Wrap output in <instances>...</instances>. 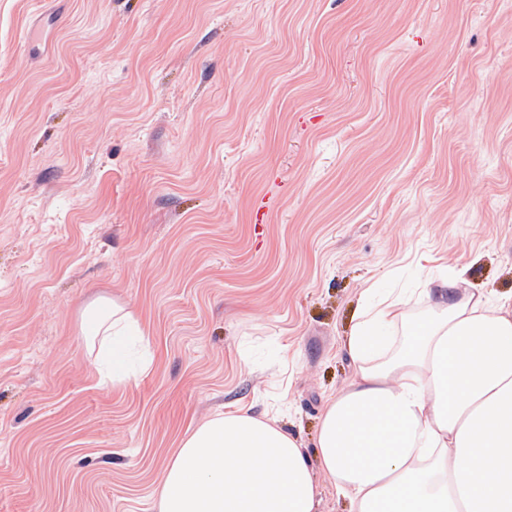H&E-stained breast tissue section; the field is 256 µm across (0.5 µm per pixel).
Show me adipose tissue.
Returning a JSON list of instances; mask_svg holds the SVG:
<instances>
[{
  "mask_svg": "<svg viewBox=\"0 0 512 512\" xmlns=\"http://www.w3.org/2000/svg\"><path fill=\"white\" fill-rule=\"evenodd\" d=\"M427 313L362 293L344 351L353 368L326 403L310 462L297 437L246 413L187 434L159 512H315L322 470L349 512H512V295L443 278ZM109 339L102 376H129L132 314L98 298L83 315Z\"/></svg>",
  "mask_w": 512,
  "mask_h": 512,
  "instance_id": "adipose-tissue-1",
  "label": "adipose tissue"
}]
</instances>
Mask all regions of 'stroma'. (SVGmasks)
Returning a JSON list of instances; mask_svg holds the SVG:
<instances>
[{"label":"stroma","mask_w":512,"mask_h":512,"mask_svg":"<svg viewBox=\"0 0 512 512\" xmlns=\"http://www.w3.org/2000/svg\"><path fill=\"white\" fill-rule=\"evenodd\" d=\"M453 269L512 293V0H0V512H156L230 411L316 458L363 289ZM83 321L85 325L88 321L93 322L92 328L85 331L86 336H103L112 342L101 354L103 378L112 381V385L125 383L130 376L129 341L135 339L145 343V336L137 334L139 330L132 314L121 308L114 309L113 304L97 298L88 304Z\"/></svg>","instance_id":"35a3bbf8"}]
</instances>
